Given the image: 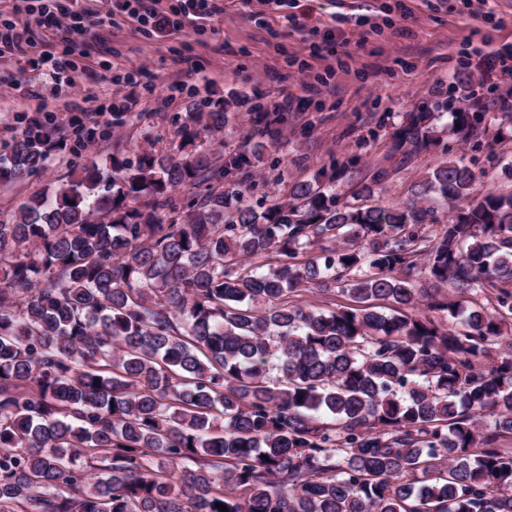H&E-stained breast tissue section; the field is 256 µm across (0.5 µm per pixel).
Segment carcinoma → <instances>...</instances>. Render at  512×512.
<instances>
[{
  "label": "carcinoma",
  "mask_w": 512,
  "mask_h": 512,
  "mask_svg": "<svg viewBox=\"0 0 512 512\" xmlns=\"http://www.w3.org/2000/svg\"><path fill=\"white\" fill-rule=\"evenodd\" d=\"M431 117L391 151L419 153ZM197 125L224 113H189L190 154L91 159L0 219V512H512V190L445 159L372 206L388 171L344 199L343 164L258 212L246 151L213 163ZM50 148L0 152V184ZM433 197L452 215L429 232Z\"/></svg>",
  "instance_id": "1"
}]
</instances>
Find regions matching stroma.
<instances>
[{
    "instance_id": "35a3bbf8",
    "label": "stroma",
    "mask_w": 512,
    "mask_h": 512,
    "mask_svg": "<svg viewBox=\"0 0 512 512\" xmlns=\"http://www.w3.org/2000/svg\"><path fill=\"white\" fill-rule=\"evenodd\" d=\"M295 2L289 22L259 0L248 7L224 0L214 31L164 42L131 23L107 31L105 43L75 57L71 80L62 81L49 102L55 110L54 138L61 144L54 161L25 180L0 186V219L14 216L32 193L52 188L90 158L178 153V130L188 113L202 106L189 95L166 103L168 86L199 76L210 79V97L227 115L223 131L205 142L219 158L240 149L252 154L245 199L255 210L286 197L292 182L336 162L349 165L336 184L343 196L374 166L397 168L375 197L381 205L406 201L409 186L446 157L475 163L495 176L499 188H512L499 165L502 156L512 154V137L466 143L452 130L450 118L464 111L512 112V78L477 69L478 52L512 43V0ZM331 26L348 39V47L323 49ZM292 59L305 65L306 77L289 68ZM141 65L146 68L137 77L141 117L115 128L108 115L99 116L97 144L83 148L65 104L98 94L100 76ZM478 75L484 76L486 90L468 99L451 97V86ZM286 94L301 99L303 109L289 113L276 143L258 134L254 118ZM40 104L39 97L23 90L0 100V148L21 138L18 116L35 114ZM410 112L434 113L438 132L413 163L403 166L399 154L390 151V134Z\"/></svg>"
}]
</instances>
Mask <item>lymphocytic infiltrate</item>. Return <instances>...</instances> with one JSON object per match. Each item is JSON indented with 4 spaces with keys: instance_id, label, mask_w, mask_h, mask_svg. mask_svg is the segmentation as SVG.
<instances>
[{
    "instance_id": "lymphocytic-infiltrate-1",
    "label": "lymphocytic infiltrate",
    "mask_w": 512,
    "mask_h": 512,
    "mask_svg": "<svg viewBox=\"0 0 512 512\" xmlns=\"http://www.w3.org/2000/svg\"><path fill=\"white\" fill-rule=\"evenodd\" d=\"M98 0H28L24 12L27 22L10 21L0 24V58L4 55L23 57L31 43L33 25L50 30L53 39L62 44L61 55H45L33 61V68L43 70L46 83L57 86L63 74L71 70L72 55H87L101 38L102 30L112 28L120 17L133 20L140 29L148 30L161 39L193 31H206L213 17L223 14L219 0H177L169 9H162V0H112L108 11H101ZM109 101L99 97L86 99L83 109L89 121L84 126L85 144L95 142L96 128L90 118L106 112L119 115L136 111L138 86L133 76L114 77L110 80Z\"/></svg>"
}]
</instances>
